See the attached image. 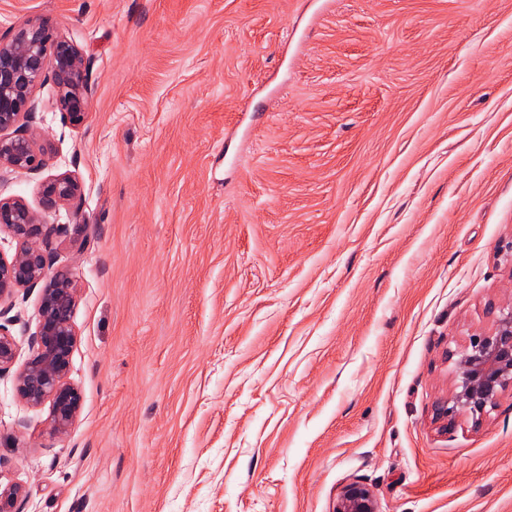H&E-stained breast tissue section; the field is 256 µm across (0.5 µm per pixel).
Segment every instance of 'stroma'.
<instances>
[{"label":"stroma","mask_w":512,"mask_h":512,"mask_svg":"<svg viewBox=\"0 0 512 512\" xmlns=\"http://www.w3.org/2000/svg\"><path fill=\"white\" fill-rule=\"evenodd\" d=\"M90 60L37 91L76 286L66 435L0 374L14 512H512V389L433 421L512 304V0H0ZM39 289L1 318L27 358ZM373 493L365 486L351 483L344 489L336 512H377Z\"/></svg>","instance_id":"35a3bbf8"}]
</instances>
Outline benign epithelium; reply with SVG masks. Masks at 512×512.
<instances>
[{
    "mask_svg": "<svg viewBox=\"0 0 512 512\" xmlns=\"http://www.w3.org/2000/svg\"><path fill=\"white\" fill-rule=\"evenodd\" d=\"M89 63L82 50L53 34L43 23L28 21L0 39V171L37 174L45 159L28 134L37 111L36 91L52 77L57 87L55 108L79 124L89 112ZM81 185L68 173L44 185L40 212L18 198H0V229H7L21 247L5 259L0 256V302L19 288H41L39 324L31 340V353L15 372L16 392L26 404L50 406L47 422L53 435L66 434L78 417L82 395L68 379L76 344L72 323L76 288L72 273L52 272L41 239L54 225L49 213L60 206L80 212ZM19 356L16 337L0 323V374L11 370ZM457 377L450 396L440 401L434 418L444 429L467 417L480 424L487 408L495 406L512 387V306L502 307L493 331L471 338L456 353ZM24 495L20 484L0 485V512ZM336 512H377L373 493L351 483L344 489Z\"/></svg>",
    "mask_w": 512,
    "mask_h": 512,
    "instance_id": "obj_1",
    "label": "benign epithelium"
}]
</instances>
